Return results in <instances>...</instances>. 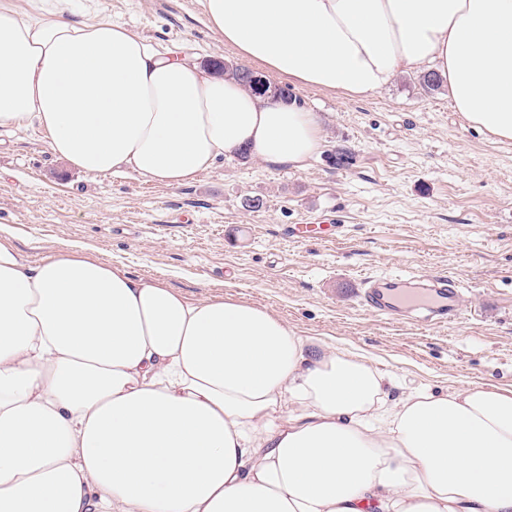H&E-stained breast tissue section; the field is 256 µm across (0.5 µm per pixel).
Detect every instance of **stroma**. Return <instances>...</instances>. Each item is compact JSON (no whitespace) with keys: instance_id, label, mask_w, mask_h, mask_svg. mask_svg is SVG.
Masks as SVG:
<instances>
[{"instance_id":"obj_1","label":"stroma","mask_w":512,"mask_h":512,"mask_svg":"<svg viewBox=\"0 0 512 512\" xmlns=\"http://www.w3.org/2000/svg\"><path fill=\"white\" fill-rule=\"evenodd\" d=\"M93 8L152 48L182 47L206 65L237 60L198 0ZM269 83L320 120L323 144L305 170L235 155L178 187L129 170L90 175L31 125L0 133V226L33 263L84 244L189 299L266 307L300 335L364 353L405 390L512 389V142L471 127L447 84L427 89L417 73L361 99ZM294 224L326 232L300 242ZM407 268L452 276L458 317L427 327L361 306L357 282Z\"/></svg>"}]
</instances>
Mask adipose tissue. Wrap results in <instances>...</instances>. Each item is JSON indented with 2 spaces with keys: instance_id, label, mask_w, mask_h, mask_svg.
<instances>
[{
  "instance_id": "obj_1",
  "label": "adipose tissue",
  "mask_w": 512,
  "mask_h": 512,
  "mask_svg": "<svg viewBox=\"0 0 512 512\" xmlns=\"http://www.w3.org/2000/svg\"><path fill=\"white\" fill-rule=\"evenodd\" d=\"M70 0L0 4V131L38 125L88 174L181 186L247 151L305 169L314 113L149 51ZM244 62L370 97L434 67L512 141V0H200ZM358 351L268 308L187 299L86 248L0 235V512H512V390L396 394Z\"/></svg>"
}]
</instances>
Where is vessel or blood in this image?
Wrapping results in <instances>:
<instances>
[{
  "label": "vessel or blood",
  "mask_w": 512,
  "mask_h": 512,
  "mask_svg": "<svg viewBox=\"0 0 512 512\" xmlns=\"http://www.w3.org/2000/svg\"><path fill=\"white\" fill-rule=\"evenodd\" d=\"M357 294L361 305L377 317L399 321L412 311L424 324L456 318L461 302V290L453 278L402 272L365 278Z\"/></svg>",
  "instance_id": "vessel-or-blood-1"
}]
</instances>
